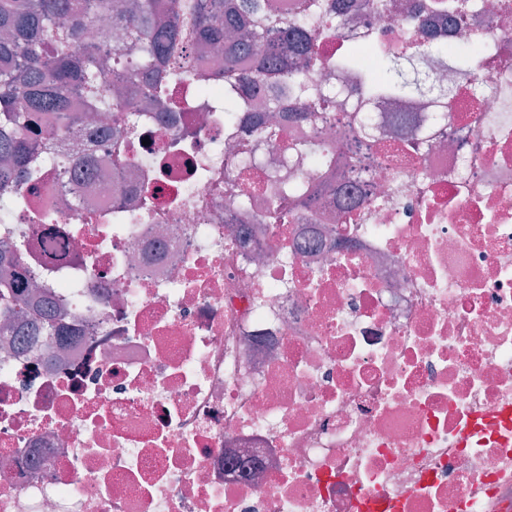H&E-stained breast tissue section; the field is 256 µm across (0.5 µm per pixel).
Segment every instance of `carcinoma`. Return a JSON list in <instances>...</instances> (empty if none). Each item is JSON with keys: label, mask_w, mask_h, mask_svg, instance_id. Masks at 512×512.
Here are the masks:
<instances>
[{"label": "carcinoma", "mask_w": 512, "mask_h": 512, "mask_svg": "<svg viewBox=\"0 0 512 512\" xmlns=\"http://www.w3.org/2000/svg\"><path fill=\"white\" fill-rule=\"evenodd\" d=\"M435 11L458 16L471 7V0H431ZM365 10L384 14L388 0H359L350 11L328 8L324 0H299L298 17L285 33V51L263 49L259 26H274L278 20L266 13L265 0H224V18L209 14L205 0H0V217L6 218L21 200L10 193L14 181L35 177L31 170L33 137L39 134L37 119L50 115L57 120L58 135L66 136L81 121L72 110L70 94L80 93L84 110L109 108L116 114L137 101L144 112L170 113L177 105L173 82L192 77L188 57L200 42L224 54V121L235 113L254 109L268 112L280 96L293 92L308 98L309 85L296 73L317 69L336 70L346 81L362 89L360 101L351 106L348 122L364 135L368 127L367 104L378 97L398 103L427 98L441 115H451L454 89L430 79L426 59L435 56L448 63L461 78L472 77L475 96L485 93V84L472 70L480 45L465 50L454 45L420 42L414 48L369 57L352 47L328 61L321 59L317 42L306 34L307 22L318 21L326 32L352 22ZM112 23L122 47L112 56L95 48L90 32L96 23ZM147 74L150 86L141 93L132 89L115 98L108 74ZM269 80L274 94L257 99L253 105L240 98L241 87ZM261 133L283 141L284 149L312 161L324 172L335 169L343 145L325 142L313 148L298 140H282L281 121H265ZM50 161L67 172L84 178L95 175L91 153L79 157L53 156ZM292 191L288 203H280L272 219L278 224L295 223ZM25 251L21 241L0 243V318L10 322L23 319V308L34 302L28 283L18 272L17 260ZM41 331L55 335L54 319L62 311L39 303Z\"/></svg>", "instance_id": "carcinoma-1"}]
</instances>
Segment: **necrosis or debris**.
Masks as SVG:
<instances>
[{"label":"necrosis or debris","mask_w":512,"mask_h":512,"mask_svg":"<svg viewBox=\"0 0 512 512\" xmlns=\"http://www.w3.org/2000/svg\"><path fill=\"white\" fill-rule=\"evenodd\" d=\"M428 2L389 0L319 50L478 38L490 91L429 60L454 118L409 155L371 101L374 145L314 202L312 237L271 221L265 184L319 173L249 113L225 126L201 49L211 88L183 85L182 111L130 137L97 114L98 177L44 164L14 186L28 206L0 240L25 237L64 338L0 336V512H512V20L474 0L451 28ZM356 97L286 136L335 138Z\"/></svg>","instance_id":"4bbe7bcc"}]
</instances>
